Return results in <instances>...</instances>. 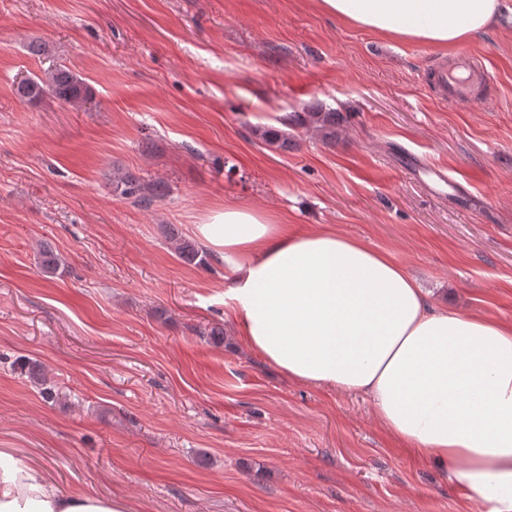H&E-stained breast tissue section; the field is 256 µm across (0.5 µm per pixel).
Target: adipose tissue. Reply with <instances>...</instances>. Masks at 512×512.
Listing matches in <instances>:
<instances>
[{
	"label": "adipose tissue",
	"mask_w": 512,
	"mask_h": 512,
	"mask_svg": "<svg viewBox=\"0 0 512 512\" xmlns=\"http://www.w3.org/2000/svg\"><path fill=\"white\" fill-rule=\"evenodd\" d=\"M317 3L347 23L448 49L512 11V0ZM195 232L224 264V302L250 348L288 379L367 397L384 429L438 466L463 504L512 512V322L435 305L390 255L333 230L292 233L230 204ZM0 512L126 505L60 495L0 451Z\"/></svg>",
	"instance_id": "obj_1"
}]
</instances>
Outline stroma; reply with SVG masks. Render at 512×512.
<instances>
[{
  "label": "stroma",
  "mask_w": 512,
  "mask_h": 512,
  "mask_svg": "<svg viewBox=\"0 0 512 512\" xmlns=\"http://www.w3.org/2000/svg\"><path fill=\"white\" fill-rule=\"evenodd\" d=\"M464 48L491 61L470 110L430 81L448 51L315 0H0V450L127 512H474L367 399L249 349L223 263H185L166 238L237 202L389 252L436 302L512 322V21ZM61 65L88 103L18 98ZM312 110L342 115L335 142L253 133ZM116 167L165 197L134 205Z\"/></svg>",
  "instance_id": "35a3bbf8"
}]
</instances>
